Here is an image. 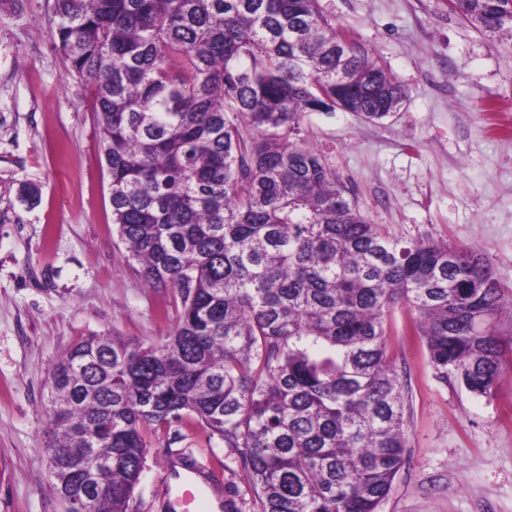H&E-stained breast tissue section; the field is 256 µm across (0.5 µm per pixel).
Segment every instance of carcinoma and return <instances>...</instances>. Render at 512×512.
I'll return each mask as SVG.
<instances>
[{"label":"carcinoma","mask_w":512,"mask_h":512,"mask_svg":"<svg viewBox=\"0 0 512 512\" xmlns=\"http://www.w3.org/2000/svg\"><path fill=\"white\" fill-rule=\"evenodd\" d=\"M448 9L512 38V0ZM53 23L93 93L127 261L181 305L160 345L96 333L53 364V492L128 512L144 431L188 418L245 475L224 512H379L406 452L392 311L444 382L490 401L512 369L483 254L368 223L307 146L308 113L381 120L405 89L318 0H54Z\"/></svg>","instance_id":"cac0c4a2"}]
</instances>
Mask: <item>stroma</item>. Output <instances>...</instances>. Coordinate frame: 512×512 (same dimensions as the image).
<instances>
[{
	"label": "stroma",
	"instance_id": "obj_1",
	"mask_svg": "<svg viewBox=\"0 0 512 512\" xmlns=\"http://www.w3.org/2000/svg\"><path fill=\"white\" fill-rule=\"evenodd\" d=\"M53 0H0V512H65L50 488L48 381L79 337L163 341L172 290L128 266L112 222L89 87L65 72ZM407 92L391 117L312 112L309 146L360 213L405 239L469 245L512 289V52L448 0H319ZM36 186L35 200L20 188ZM389 343L405 384L406 461L380 512H512V370L493 400L441 382L396 310ZM130 512H166L165 480L194 459L216 494L245 489L223 442L185 420L149 430Z\"/></svg>",
	"mask_w": 512,
	"mask_h": 512
}]
</instances>
